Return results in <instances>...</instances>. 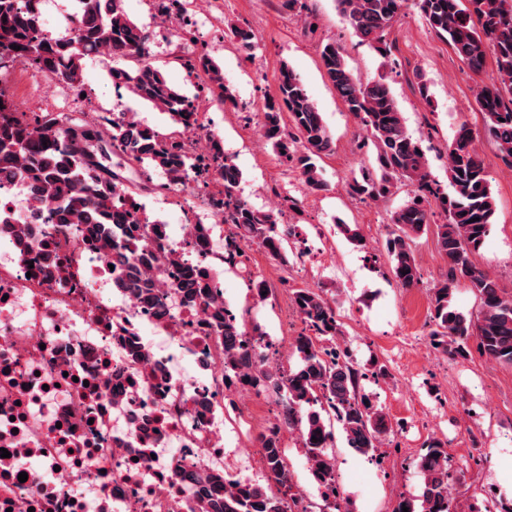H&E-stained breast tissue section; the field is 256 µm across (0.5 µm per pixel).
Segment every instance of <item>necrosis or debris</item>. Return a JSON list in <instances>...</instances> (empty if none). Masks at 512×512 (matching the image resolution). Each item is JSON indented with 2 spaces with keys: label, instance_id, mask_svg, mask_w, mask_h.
<instances>
[{
  "label": "necrosis or debris",
  "instance_id": "4bbe7bcc",
  "mask_svg": "<svg viewBox=\"0 0 512 512\" xmlns=\"http://www.w3.org/2000/svg\"><path fill=\"white\" fill-rule=\"evenodd\" d=\"M218 195L197 191L189 223L142 225L116 249L44 223L27 182L0 179V512H214L225 479L265 472L256 431L277 393L224 373V322L243 320L224 299L225 253L244 243ZM185 269L202 300L185 303Z\"/></svg>",
  "mask_w": 512,
  "mask_h": 512
}]
</instances>
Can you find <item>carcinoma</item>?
<instances>
[{"label":"carcinoma","mask_w":512,"mask_h":512,"mask_svg":"<svg viewBox=\"0 0 512 512\" xmlns=\"http://www.w3.org/2000/svg\"><path fill=\"white\" fill-rule=\"evenodd\" d=\"M78 3L68 31L53 35L44 29L42 13L33 0H0V83L7 73L5 61L29 63L47 78L79 89L84 58L134 59V68L114 66L109 70L112 82L167 113L177 130L164 135L128 119L112 128V146L120 148L126 164L145 161L162 169L174 188H180L198 166L181 154L173 137L200 126L197 108L151 61L150 35L128 17L122 0ZM336 7L355 33L383 55L388 52L389 30L411 7L472 72H482L487 58L493 57L496 76L479 86L476 102L502 162L512 168V0H336ZM229 36L242 51L249 54L255 49L251 31L234 26ZM320 59L324 75L347 110L359 119L375 150L374 163L363 167L360 176L349 183L350 194L378 201L394 195L404 181L413 187V196L391 216L395 230L386 242V251L394 280L405 289L420 282L411 242L429 230L434 231L447 262L444 279L432 288L431 345L444 355L465 358L474 339L481 355L512 366V296L505 295L497 281L473 261L495 221L496 209L484 162L470 148V128L461 124L446 146L449 189L445 190L431 178L421 141L408 133L399 103L384 80H357L342 49L334 43L322 47ZM195 62L197 70L215 86L218 99L235 103L215 59L202 52ZM285 111L287 124L282 118ZM13 112L0 89V174L24 173L33 198L48 211L49 223L110 224L120 230V239L112 242L116 247L120 240L137 236L139 225L150 223L146 214L128 204L133 185L87 151L89 141L98 137L87 122L78 118L62 121L49 112L27 120ZM261 131L281 158L296 165L310 191L329 190L319 160L333 150L332 136L302 81L287 65L280 69L277 99L262 110ZM211 160L224 186L219 201L224 223L234 225L245 243L256 244L274 259L288 262V230L274 213L255 208L242 196V172L216 143ZM435 207L444 216L441 224H433ZM461 285L479 300L477 314H466L454 306V292ZM293 303L307 332L294 340L299 361L287 375L262 364L254 366L265 336L257 325L252 327V335L258 340L250 350H234V337L246 332L228 319L224 320V371L251 383H282V401L288 404V412L297 415L288 428L300 431L313 481L327 486L335 474L331 451L334 427L341 429L349 447L367 454L380 447L391 426L358 386L359 370L348 351L329 359L322 356L320 344H335L343 335L339 314L322 291L296 288ZM446 447L438 438L428 440L418 462L425 476L422 494L417 501L399 500L393 512H403L404 506L408 512H451V463ZM265 448L268 471L281 485L280 493L259 482H234L224 489L220 512H282L280 494L290 488L288 463L281 456L276 436L266 438Z\"/></svg>","instance_id":"cac0c4a2"}]
</instances>
